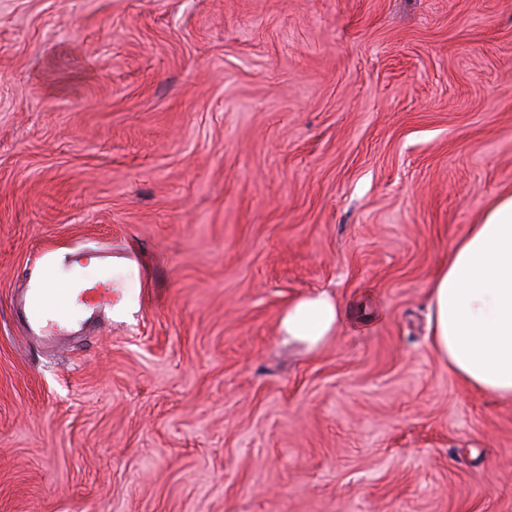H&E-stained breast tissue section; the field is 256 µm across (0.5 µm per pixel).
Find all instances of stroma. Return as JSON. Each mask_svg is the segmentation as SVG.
Here are the masks:
<instances>
[{
  "label": "stroma",
  "instance_id": "stroma-1",
  "mask_svg": "<svg viewBox=\"0 0 512 512\" xmlns=\"http://www.w3.org/2000/svg\"><path fill=\"white\" fill-rule=\"evenodd\" d=\"M512 189V0H0V512H512V403L427 339ZM139 302L28 337L26 272ZM323 290L382 319L308 350ZM351 323L349 310L333 295L311 291L288 304L279 317L278 329L285 342L315 349Z\"/></svg>",
  "mask_w": 512,
  "mask_h": 512
}]
</instances>
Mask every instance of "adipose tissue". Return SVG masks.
Returning <instances> with one entry per match:
<instances>
[{
    "label": "adipose tissue",
    "instance_id": "obj_1",
    "mask_svg": "<svg viewBox=\"0 0 512 512\" xmlns=\"http://www.w3.org/2000/svg\"><path fill=\"white\" fill-rule=\"evenodd\" d=\"M429 345L467 388L512 402V190L449 250L432 279ZM352 317L333 295L299 296L279 317L285 342L314 349Z\"/></svg>",
    "mask_w": 512,
    "mask_h": 512
}]
</instances>
